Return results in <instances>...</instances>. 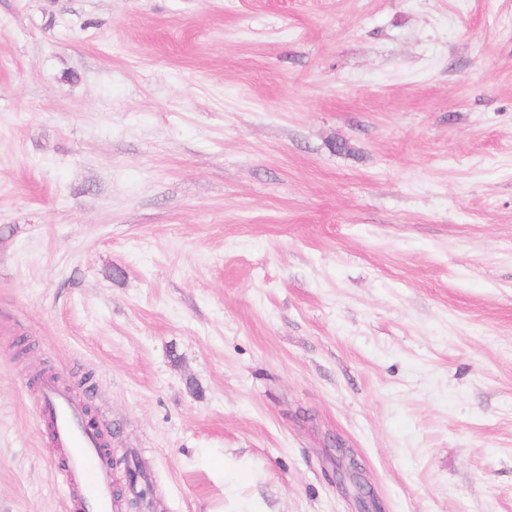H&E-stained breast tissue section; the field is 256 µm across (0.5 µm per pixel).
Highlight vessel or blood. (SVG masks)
<instances>
[{"mask_svg":"<svg viewBox=\"0 0 512 512\" xmlns=\"http://www.w3.org/2000/svg\"><path fill=\"white\" fill-rule=\"evenodd\" d=\"M40 412L52 423L57 446L66 451L68 493L78 512H112V466L94 430L86 426L82 406L49 384L43 389Z\"/></svg>","mask_w":512,"mask_h":512,"instance_id":"b4317fda","label":"vessel or blood"}]
</instances>
